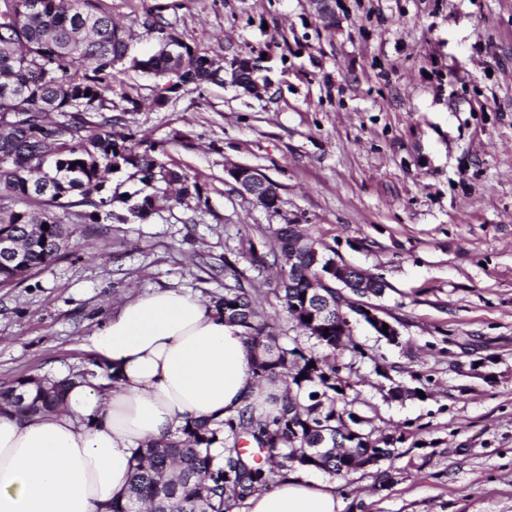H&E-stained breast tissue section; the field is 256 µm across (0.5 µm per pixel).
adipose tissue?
I'll return each mask as SVG.
<instances>
[{
    "label": "adipose tissue",
    "mask_w": 512,
    "mask_h": 512,
    "mask_svg": "<svg viewBox=\"0 0 512 512\" xmlns=\"http://www.w3.org/2000/svg\"><path fill=\"white\" fill-rule=\"evenodd\" d=\"M91 345L111 381L73 387L62 409L0 414V512H105L124 498L134 453L187 422L219 424L269 390L240 327L197 297L158 289L124 302ZM342 498L289 476L243 512H343Z\"/></svg>",
    "instance_id": "obj_1"
}]
</instances>
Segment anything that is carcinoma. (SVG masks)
Here are the masks:
<instances>
[{"mask_svg": "<svg viewBox=\"0 0 512 512\" xmlns=\"http://www.w3.org/2000/svg\"><path fill=\"white\" fill-rule=\"evenodd\" d=\"M148 32L158 49L139 59L141 72L158 78L164 91L152 96L151 107H166L169 94L189 85L224 83L215 58L192 49L169 24L153 20ZM128 41L94 0H0V114L19 115L14 124L0 123V235L16 239L20 251L18 262L0 266V288L22 281L67 248L73 229L61 223L56 209L89 206L87 219L100 223L96 216L108 201L90 195L103 190L115 167L139 172L145 190L138 201L142 219L155 210L153 195L180 205L201 203V188L186 172L159 162L146 141L115 131L113 71ZM120 98L124 112L143 106L133 86ZM55 113L66 120H51ZM76 194L81 199L74 202ZM274 238L278 280L273 293L306 342L290 336L288 345H280L255 298L240 285L224 289L216 308L225 321L242 328L254 375L271 384L288 383L275 398V412L259 413L248 403L222 428L193 421L165 440L142 444L126 496L107 503V512H232L292 470H320L346 480L379 453L395 457L393 438H377L367 429L370 420L344 392L350 384L336 364V353L357 352V345L337 334L339 314L355 297L381 295L385 282L367 291L351 287L345 298L334 288H314L312 280L329 261L321 245L294 224L278 227ZM85 377L79 369L1 388L0 413L53 411ZM243 439L263 458L247 455L239 446ZM216 442L223 446L217 457L211 453Z\"/></svg>", "mask_w": 512, "mask_h": 512, "instance_id": "obj_1", "label": "carcinoma"}]
</instances>
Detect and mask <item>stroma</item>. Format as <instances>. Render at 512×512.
Instances as JSON below:
<instances>
[{
  "mask_svg": "<svg viewBox=\"0 0 512 512\" xmlns=\"http://www.w3.org/2000/svg\"><path fill=\"white\" fill-rule=\"evenodd\" d=\"M99 4L134 53L155 51L159 16L192 48L257 60L268 88L204 85L123 113L207 204L123 223L63 212L68 249L0 288V387L87 365L95 329L156 289L207 303L241 282L291 336L271 260L274 230L296 224L383 279L371 303L400 332L392 344L352 320L363 354L339 358L395 457L313 479L344 512H512V0H329L324 14L315 0ZM234 166L274 181L278 210L240 195Z\"/></svg>",
  "mask_w": 512,
  "mask_h": 512,
  "instance_id": "1",
  "label": "stroma"
}]
</instances>
